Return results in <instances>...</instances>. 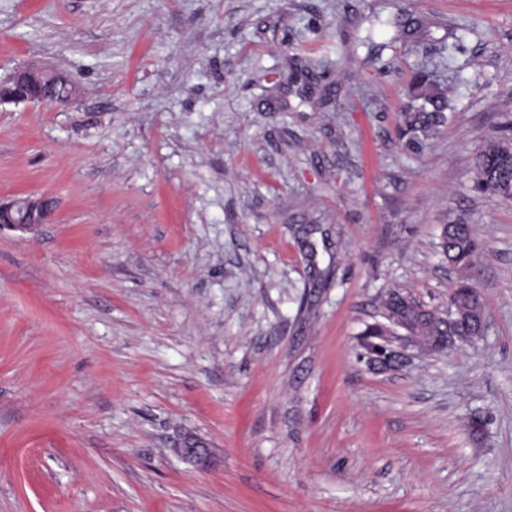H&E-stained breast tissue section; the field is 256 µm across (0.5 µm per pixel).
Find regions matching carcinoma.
I'll return each instance as SVG.
<instances>
[{
    "label": "carcinoma",
    "instance_id": "obj_1",
    "mask_svg": "<svg viewBox=\"0 0 512 512\" xmlns=\"http://www.w3.org/2000/svg\"><path fill=\"white\" fill-rule=\"evenodd\" d=\"M448 96L446 90L424 68L417 70L410 84L409 101L402 113L400 135L405 146L418 149L448 123ZM475 178L473 189L478 193L494 195L512 201V142L489 139L476 153L473 161ZM442 253L453 266L468 269L475 264L478 245L467 221L457 219L443 226L440 241ZM474 289L462 278L453 285L448 296V307L432 311L399 291H393L383 301L385 322L368 325L364 336H395L405 327L425 337L434 350L441 336H457L465 343L477 341L472 306L479 303Z\"/></svg>",
    "mask_w": 512,
    "mask_h": 512
}]
</instances>
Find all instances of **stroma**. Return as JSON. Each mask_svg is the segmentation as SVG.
Returning a JSON list of instances; mask_svg holds the SVG:
<instances>
[{"label":"stroma","instance_id":"stroma-1","mask_svg":"<svg viewBox=\"0 0 512 512\" xmlns=\"http://www.w3.org/2000/svg\"><path fill=\"white\" fill-rule=\"evenodd\" d=\"M29 62L77 93L0 105V198L56 203L0 231V512H512V202L472 165L512 0H0V81ZM424 64L453 118L416 153ZM463 274L481 339L358 362L386 293ZM442 253L453 266L469 269L475 264L478 245L467 221L457 219L444 224L440 241ZM182 455L199 467L207 466L210 462V451L202 441L195 437H186L181 447Z\"/></svg>","mask_w":512,"mask_h":512}]
</instances>
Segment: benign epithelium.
<instances>
[{
    "mask_svg": "<svg viewBox=\"0 0 512 512\" xmlns=\"http://www.w3.org/2000/svg\"><path fill=\"white\" fill-rule=\"evenodd\" d=\"M63 78L54 70L29 64L16 68L0 83V104L40 102L54 104L67 101L57 94V87ZM53 214V203L45 197L25 196L8 201L0 200V230L10 229L21 233H32L41 224L49 222ZM418 337L410 334L397 336L387 344H379L370 337L359 343L357 360L374 369L380 358L394 357L395 367L407 365L413 358ZM182 455L194 465L204 467L210 462V451L195 437L184 439Z\"/></svg>",
    "mask_w": 512,
    "mask_h": 512,
    "instance_id": "obj_1",
    "label": "benign epithelium"
}]
</instances>
